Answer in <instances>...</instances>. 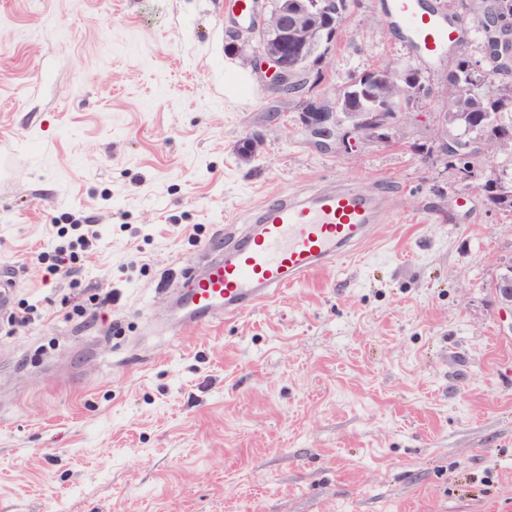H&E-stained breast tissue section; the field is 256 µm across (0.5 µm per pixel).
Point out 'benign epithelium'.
<instances>
[{
  "label": "benign epithelium",
  "mask_w": 512,
  "mask_h": 512,
  "mask_svg": "<svg viewBox=\"0 0 512 512\" xmlns=\"http://www.w3.org/2000/svg\"><path fill=\"white\" fill-rule=\"evenodd\" d=\"M255 9L251 22L246 28L249 42L258 43V50L252 56L255 69L268 80L270 90L281 96H288V88L297 82V74L321 63L330 49L326 39L336 36V0H254ZM493 25L507 33L506 50L493 54L487 36L480 43L481 59L476 60L461 49L465 67L474 78L485 81L490 76L504 73L512 75V25ZM390 84L388 71L381 68L366 70L352 79L342 89L334 102L324 100L302 101L303 122L315 138L329 140L336 135V112L349 100L362 95L368 83ZM391 101L366 100L353 112L349 133L361 137L387 139L388 112ZM439 150L452 162L459 157L479 159L483 156L484 143L463 142L440 138ZM492 288L501 305L512 311V263L504 266Z\"/></svg>",
  "instance_id": "7a95c632"
}]
</instances>
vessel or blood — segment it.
Returning <instances> with one entry per match:
<instances>
[{
  "label": "vessel or blood",
  "mask_w": 512,
  "mask_h": 512,
  "mask_svg": "<svg viewBox=\"0 0 512 512\" xmlns=\"http://www.w3.org/2000/svg\"><path fill=\"white\" fill-rule=\"evenodd\" d=\"M390 13L425 59L439 57L457 36L453 21L416 0H390ZM385 221L383 192L368 194L350 184L271 197L244 233L209 250L204 272L189 274V287L174 301L184 319L203 328L239 317L281 288L340 262L372 225Z\"/></svg>",
  "instance_id": "obj_1"
}]
</instances>
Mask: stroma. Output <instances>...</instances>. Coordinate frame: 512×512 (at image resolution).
I'll list each match as a JSON object with an SVG mask.
<instances>
[{"instance_id": "stroma-1", "label": "stroma", "mask_w": 512, "mask_h": 512, "mask_svg": "<svg viewBox=\"0 0 512 512\" xmlns=\"http://www.w3.org/2000/svg\"><path fill=\"white\" fill-rule=\"evenodd\" d=\"M230 2L0 0V512H512V212L446 168L443 100L317 145L230 49ZM388 61L454 68L351 0L314 94ZM346 182L389 216L351 256L170 332L164 285L266 195ZM60 246L64 277L37 260ZM101 288L116 303L81 322ZM492 288L501 305L512 312V263L508 262L493 284Z\"/></svg>"}]
</instances>
